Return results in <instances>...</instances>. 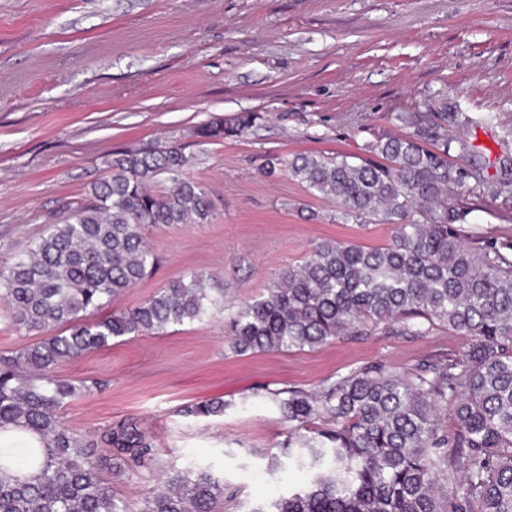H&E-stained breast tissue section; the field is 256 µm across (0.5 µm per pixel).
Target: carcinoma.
Instances as JSON below:
<instances>
[{"label": "carcinoma", "instance_id": "carcinoma-1", "mask_svg": "<svg viewBox=\"0 0 512 512\" xmlns=\"http://www.w3.org/2000/svg\"><path fill=\"white\" fill-rule=\"evenodd\" d=\"M399 119L413 134L370 142L371 160L278 161L311 194L336 201L342 223L393 225L391 242L315 244L266 295L232 313L224 334L237 355L315 349L381 325L401 336L442 326L471 337V347L403 372L372 362L312 392L271 393L290 424L281 453L312 477L247 512H512V240L464 243L467 211L448 198L469 172L449 166L448 155L465 157L471 146L444 134L448 113L433 122L426 112ZM257 120L242 112L198 136L237 137ZM186 162L174 145L112 155V173L92 184L85 202L0 265V300L13 325L38 336L0 353V428H22L42 444L3 454L38 472L21 480L0 463V512H129L108 475L157 460L133 418L93 435L65 426V405L99 382L63 379L54 369L116 339L164 335L224 309V282L191 272L133 308L103 313L156 270L145 231L212 216L209 191L184 176ZM163 174L174 182L165 191L154 186ZM226 407L216 398L183 414L217 416ZM448 408L451 436L439 419ZM140 512H226L224 477L209 465L170 471Z\"/></svg>", "mask_w": 512, "mask_h": 512}]
</instances>
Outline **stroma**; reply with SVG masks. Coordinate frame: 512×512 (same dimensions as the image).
I'll list each match as a JSON object with an SVG mask.
<instances>
[{"mask_svg": "<svg viewBox=\"0 0 512 512\" xmlns=\"http://www.w3.org/2000/svg\"><path fill=\"white\" fill-rule=\"evenodd\" d=\"M240 112L248 134L198 137ZM401 112H448V136L470 143L452 166L478 172L450 197L468 210V242L512 239V0H0V260L25 248L88 196L112 154L183 147L186 176L209 190V223L151 231L160 264L116 299L132 308L186 272L224 281L234 312L302 264L321 241L380 247L388 224L336 222L275 158L364 157ZM469 337L377 328L314 350L234 355L224 319L141 335L59 365L57 376L100 390L62 410L92 434L128 417L150 436L158 466L113 476L138 512L164 471L208 463L224 477L227 512L303 486L306 471L266 474L288 424L270 392L311 391L363 364L403 370L462 355ZM221 398L218 417L182 406Z\"/></svg>", "mask_w": 512, "mask_h": 512, "instance_id": "obj_1", "label": "stroma"}]
</instances>
